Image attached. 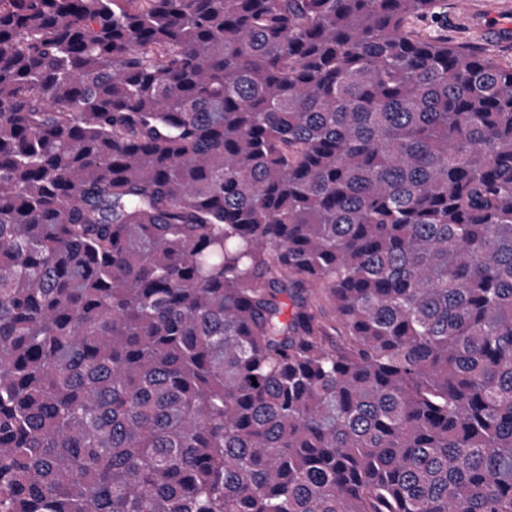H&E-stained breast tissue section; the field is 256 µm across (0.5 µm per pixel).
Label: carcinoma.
<instances>
[{
    "label": "carcinoma",
    "mask_w": 512,
    "mask_h": 512,
    "mask_svg": "<svg viewBox=\"0 0 512 512\" xmlns=\"http://www.w3.org/2000/svg\"><path fill=\"white\" fill-rule=\"evenodd\" d=\"M437 0H0V512H512V64Z\"/></svg>",
    "instance_id": "obj_1"
}]
</instances>
